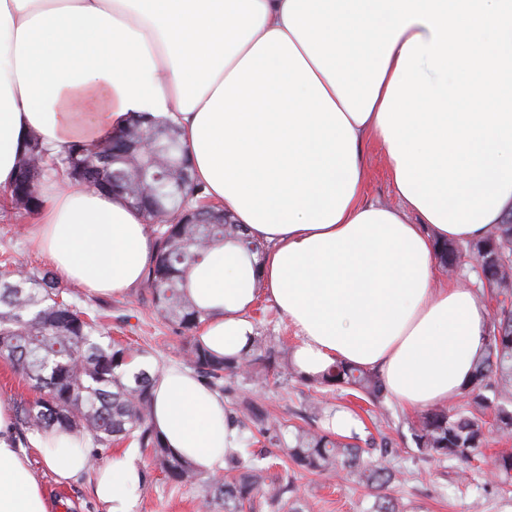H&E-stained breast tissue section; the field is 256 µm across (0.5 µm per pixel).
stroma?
I'll return each mask as SVG.
<instances>
[{
  "label": "stroma",
  "mask_w": 512,
  "mask_h": 512,
  "mask_svg": "<svg viewBox=\"0 0 512 512\" xmlns=\"http://www.w3.org/2000/svg\"><path fill=\"white\" fill-rule=\"evenodd\" d=\"M367 173L364 197L373 202H395L394 187L382 152L375 144L365 148ZM33 217L29 214L0 220V261L10 260L14 266L28 271L49 268L50 261L27 229ZM68 298L77 305L99 315L104 327L114 338L128 341L146 350L147 364L166 367L179 364V337L170 324L153 311L144 286L130 289L124 295L98 297L76 286H69ZM237 399H251L287 425L327 427L323 417H313L306 403L308 389L284 377L270 380L259 389L245 380H237ZM420 412L403 408L395 399L386 398L380 406L360 412V441L388 439L397 450L391 464L403 471L400 483L390 487L401 512H512V486L501 484L490 474L492 460L501 452L512 451V436L491 434L484 460L479 467L464 468L456 460L430 458L418 453L412 429ZM270 476L291 475L308 512H365L371 503L366 487L353 481L286 466L277 447L265 445ZM133 459L145 475V481L134 492L133 512H201L203 485L178 486L171 483L155 465L149 451L134 449ZM32 466L58 502L60 512H101L89 480L81 479L67 486L56 485L52 474L43 469L40 458Z\"/></svg>",
  "instance_id": "35a3bbf8"
}]
</instances>
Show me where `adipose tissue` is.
I'll use <instances>...</instances> for the list:
<instances>
[{
  "label": "adipose tissue",
  "instance_id": "adipose-tissue-1",
  "mask_svg": "<svg viewBox=\"0 0 512 512\" xmlns=\"http://www.w3.org/2000/svg\"><path fill=\"white\" fill-rule=\"evenodd\" d=\"M134 113L172 116L206 195L269 246L261 267L227 242L191 272L207 348H247L263 293L304 375L376 368L410 410L467 389L489 314L467 281L438 284L437 249L512 222V0H0V192L29 138L55 155ZM370 143L396 203L363 199ZM39 193L30 233L61 280L141 284L155 246L139 212L64 177ZM153 394L200 472L241 448L192 371L168 367ZM29 443L56 482L93 472L104 512H131V452L96 466L66 433ZM27 450L0 404V512H58Z\"/></svg>",
  "mask_w": 512,
  "mask_h": 512
}]
</instances>
